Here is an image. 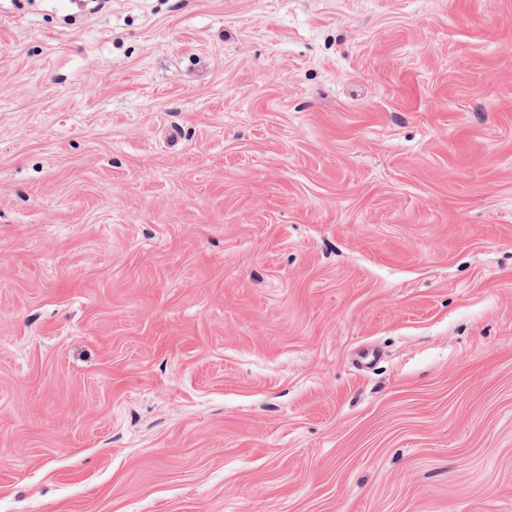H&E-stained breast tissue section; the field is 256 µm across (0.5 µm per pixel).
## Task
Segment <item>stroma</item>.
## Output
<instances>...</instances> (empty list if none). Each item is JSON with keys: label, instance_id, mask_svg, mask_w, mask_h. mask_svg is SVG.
<instances>
[{"label": "stroma", "instance_id": "stroma-1", "mask_svg": "<svg viewBox=\"0 0 512 512\" xmlns=\"http://www.w3.org/2000/svg\"><path fill=\"white\" fill-rule=\"evenodd\" d=\"M0 512H512V0H0Z\"/></svg>", "mask_w": 512, "mask_h": 512}]
</instances>
